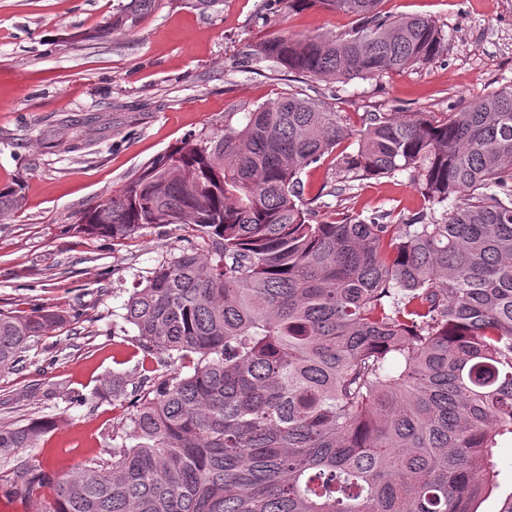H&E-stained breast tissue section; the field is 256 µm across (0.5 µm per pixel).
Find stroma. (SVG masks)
Segmentation results:
<instances>
[{
  "label": "stroma",
  "mask_w": 512,
  "mask_h": 512,
  "mask_svg": "<svg viewBox=\"0 0 512 512\" xmlns=\"http://www.w3.org/2000/svg\"><path fill=\"white\" fill-rule=\"evenodd\" d=\"M123 0H0V188L23 187L22 208L0 221V309L48 306L68 321L43 337L19 370L0 377V424L55 417L42 447L23 448L18 465L63 472L91 456L112 457V433L137 396L102 397L105 380L137 349L134 332L109 335L126 290L162 256L178 253L190 226L143 229L118 242L76 234L82 210L119 189L147 161L190 133L213 132L228 111L245 112L283 91H305L352 120L369 112L455 111L512 82V0H383L392 15L432 18L445 48L431 62L380 79H300L239 59L261 33L338 36L354 18L322 9L270 13L266 0H221L203 11L194 0H156L134 31L101 36ZM302 200L319 219L386 212L391 222L421 209L407 173L372 177L339 192L333 159L301 173ZM56 390L28 401L32 384ZM85 395L70 405L68 391ZM496 478L477 512L512 503V439L493 450Z\"/></svg>",
  "instance_id": "1"
}]
</instances>
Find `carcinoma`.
Returning <instances> with one entry per match:
<instances>
[{
    "label": "carcinoma",
    "instance_id": "1",
    "mask_svg": "<svg viewBox=\"0 0 512 512\" xmlns=\"http://www.w3.org/2000/svg\"><path fill=\"white\" fill-rule=\"evenodd\" d=\"M154 2L128 0L102 33L132 30ZM273 2L361 25L280 32L248 62L345 82L442 48L431 19L381 0ZM352 136L357 149L339 150ZM332 155L354 181L408 173L424 207L400 224L312 223L300 174ZM22 204L21 186L0 188L1 221ZM167 224L194 234L124 304L143 353L131 373L148 388L112 432V462L60 477L30 464L14 487L55 485L44 512H476L496 437L512 436V84L444 118L370 112L359 129L282 92L144 164L74 231L123 240ZM65 322L0 310V374ZM125 382L102 392L117 399ZM55 427L1 425L0 460Z\"/></svg>",
    "mask_w": 512,
    "mask_h": 512
}]
</instances>
